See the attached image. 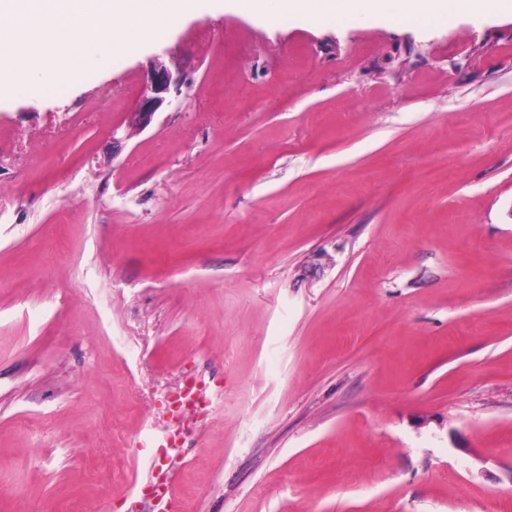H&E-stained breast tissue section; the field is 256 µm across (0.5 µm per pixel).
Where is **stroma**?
<instances>
[{
    "label": "stroma",
    "instance_id": "1",
    "mask_svg": "<svg viewBox=\"0 0 512 512\" xmlns=\"http://www.w3.org/2000/svg\"><path fill=\"white\" fill-rule=\"evenodd\" d=\"M0 512H512V13L217 10L0 104ZM185 86L180 70L163 66L154 68L142 89L135 112L131 113L133 119L143 128L147 127L164 103L183 94Z\"/></svg>",
    "mask_w": 512,
    "mask_h": 512
}]
</instances>
